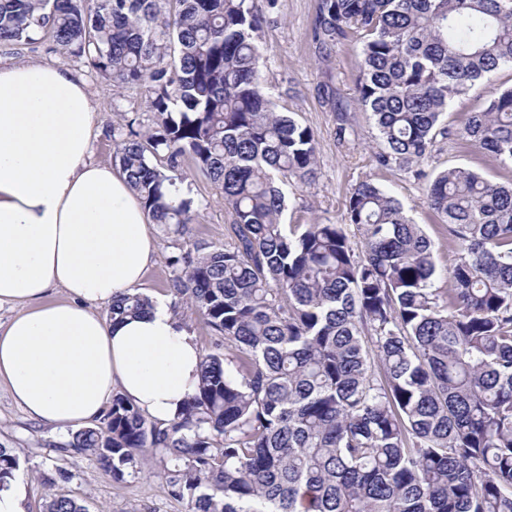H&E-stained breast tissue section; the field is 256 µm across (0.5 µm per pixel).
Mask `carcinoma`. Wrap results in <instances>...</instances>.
<instances>
[{
	"label": "carcinoma",
	"mask_w": 512,
	"mask_h": 512,
	"mask_svg": "<svg viewBox=\"0 0 512 512\" xmlns=\"http://www.w3.org/2000/svg\"><path fill=\"white\" fill-rule=\"evenodd\" d=\"M271 4L0 0V47L46 39L117 88L148 87L156 128L114 127L112 141L163 234L185 237L196 217L185 155L220 186L233 233L170 259L172 295L224 342L177 418L116 392L57 450L117 482L151 459L187 512H512V183L464 167L430 182L457 255L444 291L430 238L370 181L341 224H283L284 187L314 178L316 139L260 81ZM355 36L378 166L409 170L440 138L512 163V86L444 122L451 97L512 66V0H320L319 48ZM149 307L137 292L108 317ZM19 470L0 445V488ZM43 512L87 509L50 493Z\"/></svg>",
	"instance_id": "cac0c4a2"
}]
</instances>
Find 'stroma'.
<instances>
[{
  "mask_svg": "<svg viewBox=\"0 0 512 512\" xmlns=\"http://www.w3.org/2000/svg\"><path fill=\"white\" fill-rule=\"evenodd\" d=\"M318 5L319 0H275L266 10V22L259 33L266 50L261 80L273 96L275 111L288 113L310 127L317 140V178L289 186L283 219L288 224L340 222L350 189L359 181H371L397 198L413 221L423 226L434 246L435 285L447 288L448 268L455 253L448 246L444 224L427 205L429 182L408 171L376 166L373 155L381 143L375 137L372 120L353 102L360 44L352 41L318 49L312 38ZM87 83L97 112L94 158L111 166L115 163L112 127L131 119L151 126L153 113L144 88L120 92L92 76ZM511 85L512 68L506 66L469 94L452 97L448 102L449 122H462L467 112L490 98L497 88ZM340 112L348 113L354 127L343 142L335 135ZM456 166L479 170L498 182L512 181V164L503 165L487 153L459 149L444 140L422 164L425 171L434 173ZM181 171L199 212L183 240L161 237L157 225H150L157 252L140 287L148 295H168L169 259L185 248L187 241L221 244L232 236L219 186L191 159H183ZM66 437V430L30 420L8 390L0 387V443L14 448L20 457L17 479L26 488L27 512H41L45 498L36 472L56 465L73 472L72 480L57 484V491L78 499L88 512H186L185 504L172 499L165 484L153 476V463H145L136 478L117 483L95 461L57 451V443Z\"/></svg>",
  "mask_w": 512,
  "mask_h": 512,
  "instance_id": "obj_1",
  "label": "stroma"
}]
</instances>
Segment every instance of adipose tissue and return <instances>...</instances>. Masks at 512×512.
<instances>
[{
  "label": "adipose tissue",
  "instance_id": "1",
  "mask_svg": "<svg viewBox=\"0 0 512 512\" xmlns=\"http://www.w3.org/2000/svg\"><path fill=\"white\" fill-rule=\"evenodd\" d=\"M86 82L61 63L0 61V385L56 428L100 417L113 393L173 421L203 351L165 298L112 320L155 254L152 217L117 168L93 161ZM65 299L51 300L54 289Z\"/></svg>",
  "mask_w": 512,
  "mask_h": 512
}]
</instances>
